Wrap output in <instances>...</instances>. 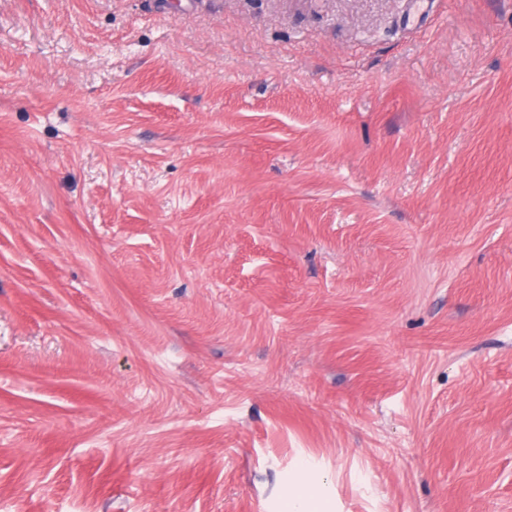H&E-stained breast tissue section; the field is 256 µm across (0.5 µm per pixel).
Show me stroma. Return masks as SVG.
<instances>
[{
    "label": "stroma",
    "mask_w": 512,
    "mask_h": 512,
    "mask_svg": "<svg viewBox=\"0 0 512 512\" xmlns=\"http://www.w3.org/2000/svg\"><path fill=\"white\" fill-rule=\"evenodd\" d=\"M512 512V0H0V512ZM285 512H334L335 506L327 486L313 481L309 476L306 461H301L288 486V495L283 501Z\"/></svg>",
    "instance_id": "stroma-1"
}]
</instances>
